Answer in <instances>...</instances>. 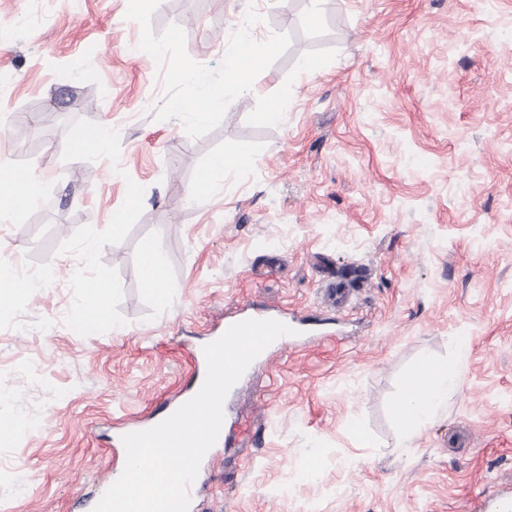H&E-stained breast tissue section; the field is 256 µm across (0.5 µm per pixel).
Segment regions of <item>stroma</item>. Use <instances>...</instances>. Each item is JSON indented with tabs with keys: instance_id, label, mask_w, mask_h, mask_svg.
I'll list each match as a JSON object with an SVG mask.
<instances>
[{
	"instance_id": "stroma-1",
	"label": "stroma",
	"mask_w": 512,
	"mask_h": 512,
	"mask_svg": "<svg viewBox=\"0 0 512 512\" xmlns=\"http://www.w3.org/2000/svg\"><path fill=\"white\" fill-rule=\"evenodd\" d=\"M244 36L263 55L236 89ZM209 86L223 108L178 111ZM0 169L40 185L0 216V268L32 270L0 303L22 464L0 512H89L125 468L113 436L174 399L188 348L239 302L312 310L331 282L353 290L332 338L246 376L192 512H464L512 483V0H0ZM157 244L166 298L141 279ZM89 278L106 314L81 335ZM424 357L461 386L408 432L392 407Z\"/></svg>"
}]
</instances>
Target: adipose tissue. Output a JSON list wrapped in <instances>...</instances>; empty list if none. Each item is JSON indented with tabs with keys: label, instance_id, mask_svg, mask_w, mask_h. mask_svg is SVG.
<instances>
[{
	"label": "adipose tissue",
	"instance_id": "ef3b65f1",
	"mask_svg": "<svg viewBox=\"0 0 512 512\" xmlns=\"http://www.w3.org/2000/svg\"><path fill=\"white\" fill-rule=\"evenodd\" d=\"M459 386L457 373L452 365L429 358L420 364L405 380V394L395 405L399 420L423 425L448 400Z\"/></svg>",
	"mask_w": 512,
	"mask_h": 512
}]
</instances>
